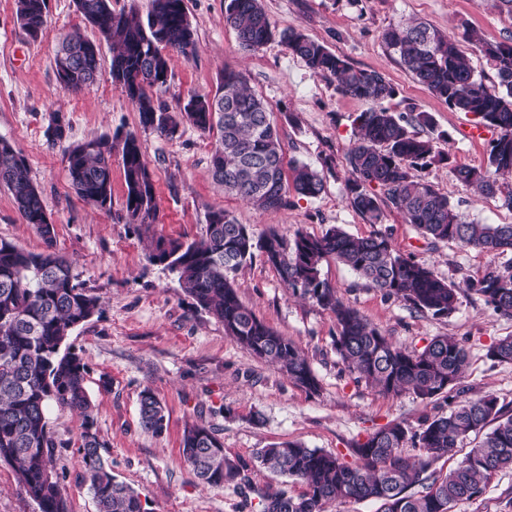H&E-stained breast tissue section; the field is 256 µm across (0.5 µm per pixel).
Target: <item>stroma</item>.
Masks as SVG:
<instances>
[{"label": "stroma", "instance_id": "35a3bbf8", "mask_svg": "<svg viewBox=\"0 0 512 512\" xmlns=\"http://www.w3.org/2000/svg\"><path fill=\"white\" fill-rule=\"evenodd\" d=\"M276 29L293 28L321 41L355 66L376 70L394 85L391 111L430 113L434 126L423 129L450 163L424 170L468 220L512 223V211L500 197H484L460 184L451 165L481 166L492 137L473 115L448 108L412 79L387 50L382 34L412 20L428 23L461 39L475 72L485 82L495 70L481 52L463 41L465 29L489 38L512 40V14L499 0H261ZM196 50L187 58L170 56V76L158 90V103L175 110L190 95L214 94L225 70L240 72L262 98L277 125L285 165H309L324 181L316 198L288 192L284 207L255 209L224 194L212 177L210 157L215 134L185 125L174 137L142 129L134 104L109 73L80 92L65 90L54 73V57L65 34L93 29L77 12L74 0H48L47 23L30 37L16 20L15 0H0V139L25 158L56 229L55 250L76 263L81 278L99 296L101 306L68 339L89 368L87 390L94 404L102 453L119 481L146 499L151 512H257L263 492L300 494L303 487L257 461L260 449L300 441L348 458L350 446L392 421L419 429L425 417L444 414L447 401L426 402L413 393L384 395L343 371L332 348L336 323L315 303L293 297L277 271L255 257L235 277L241 301L281 335L297 342L319 381L312 395L272 365L255 358L224 333V325L196 307L174 274L147 258L146 241L125 223L126 186L120 162L112 164V208L86 205L71 188L64 147L52 144L49 115L63 113L69 142L117 133H137L154 172L158 195L155 234L185 242L203 238L209 212L224 210L256 233L301 229L319 235L337 225L356 236L372 233L346 199L349 177L345 155L353 140V120L364 102L337 89L334 77L314 74L279 41L256 51L244 49L224 21V0H186ZM401 253L454 283L482 274L488 257L454 244L430 247L402 215L387 212L383 224ZM0 238L28 251L45 245L0 187ZM321 277L336 288L368 321L393 341L419 349L435 336L463 342L469 353L464 385L498 397L512 411V365L492 362L488 346L512 333V319L493 312L477 295L461 293L454 314L434 318L366 287L335 260L324 262ZM151 387L166 408L168 427L158 437L139 424L138 394ZM47 421L61 443L53 459L71 512H96L84 481L75 443L81 419L49 404ZM214 429L228 458L245 463L240 485H200L182 454L187 424ZM453 512H512V470L497 473L478 500L461 502Z\"/></svg>", "mask_w": 512, "mask_h": 512}]
</instances>
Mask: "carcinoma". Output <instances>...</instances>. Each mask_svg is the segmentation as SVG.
I'll return each instance as SVG.
<instances>
[{"label":"carcinoma","mask_w":512,"mask_h":512,"mask_svg":"<svg viewBox=\"0 0 512 512\" xmlns=\"http://www.w3.org/2000/svg\"><path fill=\"white\" fill-rule=\"evenodd\" d=\"M78 13L112 48L110 76L139 112L140 124L165 136L186 124L219 134L211 155L213 179L263 211L286 205L288 188L315 198L323 179L306 165L285 176L277 127L263 100L244 77L224 71L214 95H195L176 112L157 104L154 91L169 78L168 52H195L194 32L185 0H153L146 22L112 10V0H75ZM47 0H16L20 27L37 36L46 23ZM225 22L241 46L257 50L275 38L317 75L336 77L339 91L368 104L354 120L355 139L345 160L351 179L345 185L351 207L368 224H381L385 210L401 213L430 246L455 244L491 256L482 275L465 288L503 316L512 317L511 224H475L420 172L433 162L450 160L433 141L415 132L431 127L427 112H392L382 103L394 86L375 70L354 66L324 43L300 31H277L260 0H227ZM383 41L398 63L448 107L472 114L490 129L487 163L482 168L456 166L460 183L484 196H503L512 210V42L476 31L465 39L492 62L497 81L487 85L475 74L458 41L425 23L387 28ZM95 46L75 30L65 36L54 59L56 79L77 92L94 84L99 54L74 50L72 42ZM118 153L126 185L125 220L149 236L148 259L175 273L196 305L224 324V332L256 358L275 365L296 385L314 394L319 383L302 348L272 330L240 300L235 274L255 254L279 274L295 295L330 311L336 322L333 347L344 369L358 382L387 395L413 392L423 401L448 400V414L426 419L411 430L390 423L349 448L355 463L339 455L288 441L260 450L257 460L301 482L305 491L262 493L259 512H327L334 504L355 500L380 503L379 512H451L460 501L479 499L492 477L512 469V414L491 393L470 394L462 385L469 365L466 348L453 336H435L420 350L396 345L320 276L332 258L348 267L386 299L419 313L447 318L458 307L460 288L431 268L397 251L389 234L358 237L333 226L320 236L301 229L289 239L271 229L255 235L223 210L208 214L206 236L191 243L150 234L158 213L154 173L132 132L65 147V163L75 193L100 210L112 208V156ZM0 186L6 188L23 220L44 241L41 252L26 251L0 239V461L17 470L26 495L38 512H68L59 481L50 467L58 447L48 428L47 406L55 402L81 418L77 452L97 512H147L140 494L117 480L101 453L86 388L88 367L67 340L72 330L99 309V297L85 286L72 262L55 250V228L25 158L0 139ZM486 357L512 365V334L492 343ZM141 428L164 433V405L150 387L138 396ZM484 434L446 473L435 462L472 434ZM420 451L414 459L407 447ZM182 452L190 471L211 487L236 484L242 467L224 454L214 430L193 424L184 431ZM420 485L423 491L408 493Z\"/></svg>","instance_id":"carcinoma-1"}]
</instances>
